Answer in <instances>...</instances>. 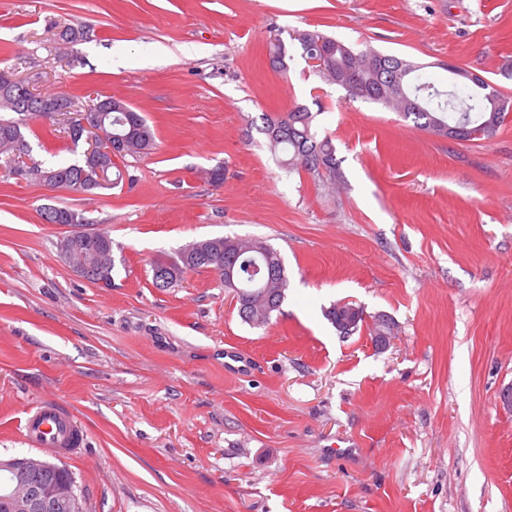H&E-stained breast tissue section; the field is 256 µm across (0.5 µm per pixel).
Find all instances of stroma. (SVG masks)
I'll return each instance as SVG.
<instances>
[{"label":"stroma","instance_id":"35a3bbf8","mask_svg":"<svg viewBox=\"0 0 512 512\" xmlns=\"http://www.w3.org/2000/svg\"><path fill=\"white\" fill-rule=\"evenodd\" d=\"M68 26L84 36L65 48ZM297 30L512 96V0H0V69L82 106L123 99L156 140L94 194L0 168V457L30 453L25 407L59 398L86 433L67 461L85 512H512V115L489 140L420 131L313 72ZM297 104L321 109L336 191L251 126ZM72 119L35 122L30 158L76 161ZM48 204L110 234L111 287L68 266ZM217 236L279 250L270 325L209 271L154 287V260ZM336 302L363 310L353 335L324 318ZM379 314L396 324L383 351ZM229 346L250 375L225 371Z\"/></svg>","mask_w":512,"mask_h":512}]
</instances>
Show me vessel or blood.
<instances>
[{
	"label": "vessel or blood",
	"instance_id": "1",
	"mask_svg": "<svg viewBox=\"0 0 512 512\" xmlns=\"http://www.w3.org/2000/svg\"><path fill=\"white\" fill-rule=\"evenodd\" d=\"M22 433L30 444L55 449L64 457L76 456L85 443L84 432L70 408L56 400L27 407Z\"/></svg>",
	"mask_w": 512,
	"mask_h": 512
}]
</instances>
